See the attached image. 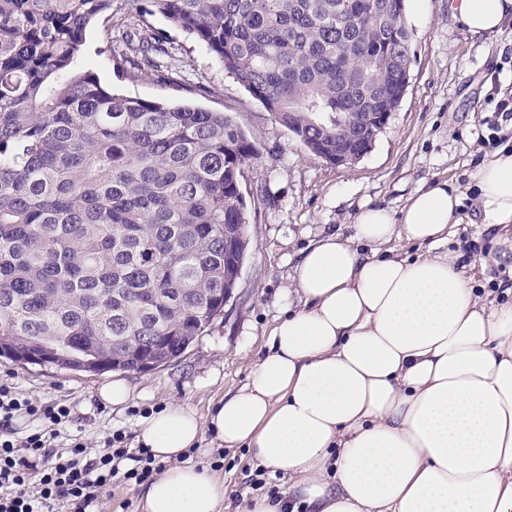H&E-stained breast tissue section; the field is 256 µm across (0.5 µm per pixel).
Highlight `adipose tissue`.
<instances>
[{
	"mask_svg": "<svg viewBox=\"0 0 512 512\" xmlns=\"http://www.w3.org/2000/svg\"><path fill=\"white\" fill-rule=\"evenodd\" d=\"M469 33L500 31L512 0H453ZM490 230L512 224V151L475 174ZM457 189L417 191L400 215L362 209L354 236L331 234L296 267L300 307L273 327L246 384L207 414L188 404L137 434L163 465L144 512H223L224 482L187 461L204 435L247 449L288 481L243 512H512V285L481 293L442 251ZM411 257L363 256L395 234Z\"/></svg>",
	"mask_w": 512,
	"mask_h": 512,
	"instance_id": "adipose-tissue-1",
	"label": "adipose tissue"
}]
</instances>
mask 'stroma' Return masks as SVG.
<instances>
[{"mask_svg": "<svg viewBox=\"0 0 512 512\" xmlns=\"http://www.w3.org/2000/svg\"><path fill=\"white\" fill-rule=\"evenodd\" d=\"M451 4L423 0L419 12L406 13L415 50L406 94L371 151L355 164L338 167L304 149L276 124L204 47L161 15L147 17V25L174 43L195 74L217 87L218 96L204 99L203 107L231 115L260 150L259 162L246 170L242 182L248 251L223 318L177 360L149 372L125 373L133 398L124 407L94 399L103 374L22 365L0 357V381L41 401L70 405L72 420L63 426L58 448H67L68 435L81 428L93 442L122 431L134 449L137 431L152 412L185 402L204 414L225 393L240 389L278 318L301 303L292 290L301 252L332 232L351 238L362 207L396 214L418 190L448 182L463 195L448 238L449 251L462 257L463 275L487 289L512 276V270L483 261L485 252H498L500 246L476 209L474 183L484 152L479 144L487 130L484 120L494 110L488 74L498 73L502 92H512V22L500 32L476 38ZM108 41L105 22L92 24L77 68L95 70L104 86L120 94L173 104L188 100L185 91L115 73ZM188 458L224 477L225 502L233 510L246 497L273 495L287 487L281 476L255 467L247 449L224 453L210 437Z\"/></svg>", "mask_w": 512, "mask_h": 512, "instance_id": "1", "label": "stroma"}]
</instances>
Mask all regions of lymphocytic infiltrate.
<instances>
[{
  "instance_id": "lymphocytic-infiltrate-1",
  "label": "lymphocytic infiltrate",
  "mask_w": 512,
  "mask_h": 512,
  "mask_svg": "<svg viewBox=\"0 0 512 512\" xmlns=\"http://www.w3.org/2000/svg\"><path fill=\"white\" fill-rule=\"evenodd\" d=\"M47 420L52 430H34L16 437L9 429L15 417ZM71 409L62 403H42L0 384V512H52L58 505L87 512L102 489L114 483H143L161 469L150 449L130 452L125 436L113 433L103 448L91 452L84 434L70 436L69 446L58 450V425L69 422Z\"/></svg>"
}]
</instances>
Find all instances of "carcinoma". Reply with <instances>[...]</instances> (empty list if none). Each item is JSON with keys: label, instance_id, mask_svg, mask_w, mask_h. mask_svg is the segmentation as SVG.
<instances>
[{"label": "carcinoma", "instance_id": "carcinoma-1", "mask_svg": "<svg viewBox=\"0 0 512 512\" xmlns=\"http://www.w3.org/2000/svg\"><path fill=\"white\" fill-rule=\"evenodd\" d=\"M405 0H146L325 161L393 112L415 51ZM114 0H0V357L137 371L224 315L249 244L231 116L117 95L74 70ZM112 69L178 83L167 38L115 25Z\"/></svg>", "mask_w": 512, "mask_h": 512}]
</instances>
